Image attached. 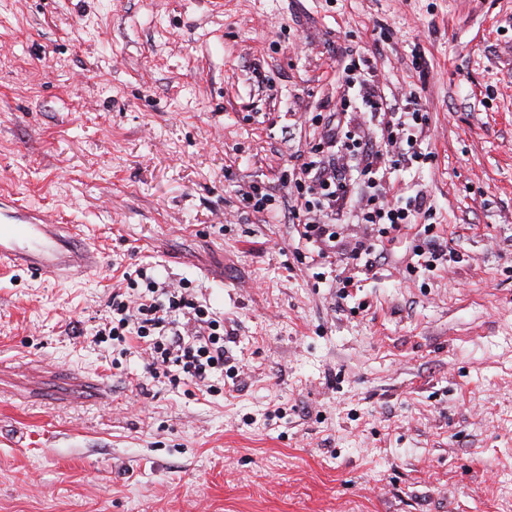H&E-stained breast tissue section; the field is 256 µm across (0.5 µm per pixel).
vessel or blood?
<instances>
[{"instance_id": "1", "label": "vessel or blood", "mask_w": 512, "mask_h": 512, "mask_svg": "<svg viewBox=\"0 0 512 512\" xmlns=\"http://www.w3.org/2000/svg\"><path fill=\"white\" fill-rule=\"evenodd\" d=\"M99 250L75 227L0 199V267L38 279L74 281L102 268Z\"/></svg>"}]
</instances>
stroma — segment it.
I'll return each mask as SVG.
<instances>
[{
  "label": "stroma",
  "mask_w": 512,
  "mask_h": 512,
  "mask_svg": "<svg viewBox=\"0 0 512 512\" xmlns=\"http://www.w3.org/2000/svg\"><path fill=\"white\" fill-rule=\"evenodd\" d=\"M345 50L427 116L396 177L447 264L355 267L362 182L323 256L239 194L287 199ZM0 195L103 256L0 273V512H512V0H0ZM138 266L223 318L237 390L96 341Z\"/></svg>",
  "instance_id": "1"
}]
</instances>
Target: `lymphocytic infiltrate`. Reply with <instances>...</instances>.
<instances>
[{
    "mask_svg": "<svg viewBox=\"0 0 512 512\" xmlns=\"http://www.w3.org/2000/svg\"><path fill=\"white\" fill-rule=\"evenodd\" d=\"M425 119L416 109L390 117L381 131L384 148L380 151L341 125H324L320 145L330 152H343L349 162L328 164L311 156L292 167L289 181L294 192L289 213L297 222L299 239L327 249L335 247L337 232L332 217L350 192L348 165L359 166L361 175L373 184L380 178L379 162H386L395 172L401 162L421 159L410 130ZM359 212L361 222L375 226L381 243L389 244L412 229L428 210L424 196L396 192L387 201L370 195ZM135 275L144 283L143 291L137 294V307H130L123 295L113 294L110 314L96 332L98 342L134 340L143 344L151 357L147 371L154 378L164 375L202 385L223 373L229 361L223 321L193 299L186 282L174 286L159 282L142 269Z\"/></svg>",
    "mask_w": 512,
    "mask_h": 512,
    "instance_id": "obj_1",
    "label": "lymphocytic infiltrate"
}]
</instances>
